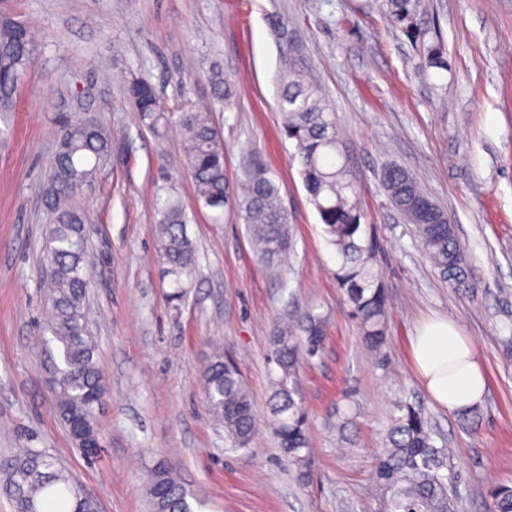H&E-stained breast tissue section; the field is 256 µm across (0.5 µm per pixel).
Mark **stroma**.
I'll return each instance as SVG.
<instances>
[{
  "label": "stroma",
  "mask_w": 512,
  "mask_h": 512,
  "mask_svg": "<svg viewBox=\"0 0 512 512\" xmlns=\"http://www.w3.org/2000/svg\"><path fill=\"white\" fill-rule=\"evenodd\" d=\"M27 23L39 63L0 116V460L46 451L99 512H148L159 461L178 470L193 512H385L374 456L401 401L422 405L454 448L457 512H488L512 485V0H419L412 42L380 0H0ZM445 67L419 76L424 46ZM299 52L323 88L360 187L364 236L387 297V341L367 347L348 312L341 260L304 187L277 109L280 60ZM234 83L212 120L236 181L259 157L274 173L293 247L261 263L234 206L196 200L181 134L145 129L126 95L146 75L162 104L212 97L209 72ZM93 114L115 131L107 162L80 198L94 269L90 319L107 386L96 414L104 445L87 463L55 409L47 354L36 346L44 272L41 202L61 126ZM403 167L448 215L464 243L474 291L449 286L387 202L384 166ZM191 221L199 271L172 306L154 233L159 191ZM324 319L322 350L302 374L309 447L297 470L272 426L270 336L287 301ZM456 322L487 377L480 420L463 425L417 376L410 340L427 319ZM239 369L261 425L234 449L208 411L200 377L213 340ZM349 414L345 429L339 415Z\"/></svg>",
  "instance_id": "35a3bbf8"
}]
</instances>
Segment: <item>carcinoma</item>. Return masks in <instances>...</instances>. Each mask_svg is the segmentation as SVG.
<instances>
[{"instance_id":"1","label":"carcinoma","mask_w":512,"mask_h":512,"mask_svg":"<svg viewBox=\"0 0 512 512\" xmlns=\"http://www.w3.org/2000/svg\"><path fill=\"white\" fill-rule=\"evenodd\" d=\"M390 21L416 37L413 19L417 0H382ZM38 53L31 30L10 14L0 12V112L15 108V93L24 72ZM438 45L425 49L418 66L422 74L441 64ZM213 101L232 97V80L215 68L210 73ZM127 95L149 128L174 125L183 142V164L190 176L198 203L224 210L234 198L247 225L255 253L267 265L281 262L292 248L288 212L279 186L268 170L251 162L236 188L224 173V142L214 126L212 108L190 102L168 109L160 103L152 82L140 77L127 86ZM278 109L283 133L295 144L304 186L325 226L330 242L341 258L338 274L351 316L363 341L380 348L387 341V306L383 286L374 272L375 245L362 238L363 212L359 188L341 161L340 133L336 116L311 77L302 58L290 53L284 70ZM112 149V135L89 116L62 127L51 174L42 191L50 221L44 229V264L53 272L43 278L45 290V348L56 343L62 349L57 373L58 413L65 425L79 418L83 427L97 430L95 397L105 393L99 366V346L92 335L85 299L90 286L86 265L88 230L74 200L89 185L100 159ZM381 180L390 205L411 224L439 276L454 288H475L469 278L465 247L447 214L426 196L403 168L390 165ZM157 239L164 274L172 291L169 301L180 305L197 271V255L189 238L188 214L171 194L156 203ZM323 339L320 316L293 306L276 324L269 362L275 366L272 382L273 426L282 452L297 465L308 447L306 411L301 374L319 355ZM209 412L224 424V431L239 449L249 447L258 432L253 400L238 368L216 349L202 374ZM375 458V482L386 498V512H451L448 487L455 471L445 445L438 446L423 410L409 403L398 405ZM0 489L10 498L14 512H95L71 476L55 460L28 448L0 461ZM147 495L152 512H193L188 493L173 468L157 462L148 474ZM491 512H512V486L501 484L490 491Z\"/></svg>"}]
</instances>
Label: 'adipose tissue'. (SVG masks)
<instances>
[{"label": "adipose tissue", "mask_w": 512, "mask_h": 512, "mask_svg": "<svg viewBox=\"0 0 512 512\" xmlns=\"http://www.w3.org/2000/svg\"><path fill=\"white\" fill-rule=\"evenodd\" d=\"M416 371L430 398L458 414L481 401L486 380L475 348L444 318L425 321L411 338Z\"/></svg>", "instance_id": "1"}]
</instances>
